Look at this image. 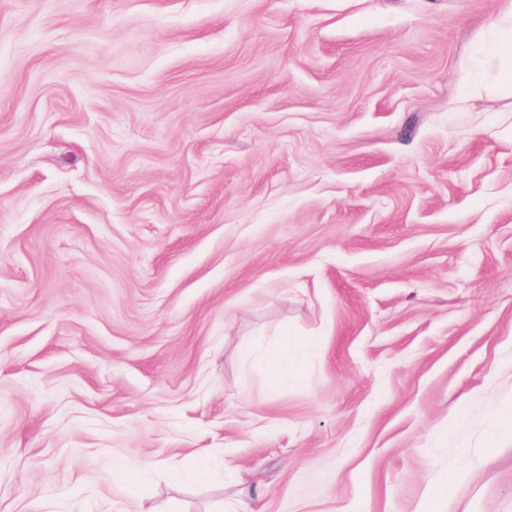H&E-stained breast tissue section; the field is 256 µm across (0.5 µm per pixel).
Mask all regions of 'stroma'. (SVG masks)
<instances>
[{
    "instance_id": "stroma-1",
    "label": "stroma",
    "mask_w": 512,
    "mask_h": 512,
    "mask_svg": "<svg viewBox=\"0 0 512 512\" xmlns=\"http://www.w3.org/2000/svg\"><path fill=\"white\" fill-rule=\"evenodd\" d=\"M503 2L0 0V512H512Z\"/></svg>"
}]
</instances>
